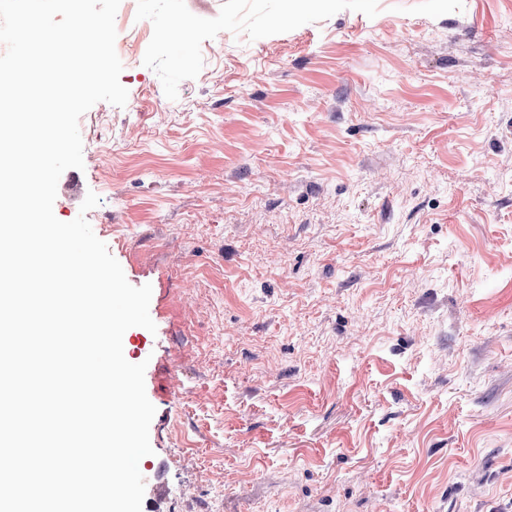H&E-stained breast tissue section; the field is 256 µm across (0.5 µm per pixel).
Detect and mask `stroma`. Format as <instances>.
<instances>
[{
	"instance_id": "35a3bbf8",
	"label": "stroma",
	"mask_w": 512,
	"mask_h": 512,
	"mask_svg": "<svg viewBox=\"0 0 512 512\" xmlns=\"http://www.w3.org/2000/svg\"><path fill=\"white\" fill-rule=\"evenodd\" d=\"M87 214L151 285L142 512H512V0H121Z\"/></svg>"
}]
</instances>
